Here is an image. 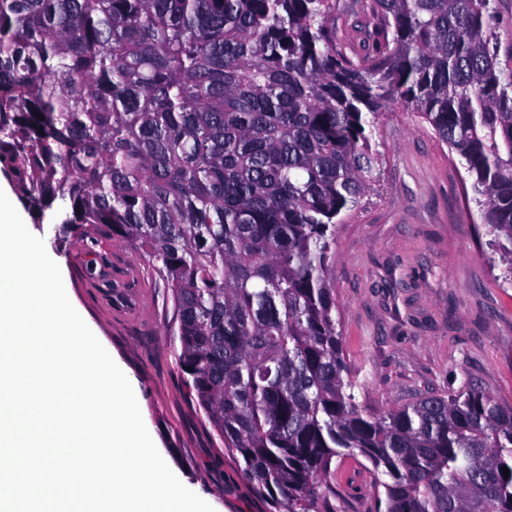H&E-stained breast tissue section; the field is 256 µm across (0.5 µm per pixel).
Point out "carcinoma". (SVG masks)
Wrapping results in <instances>:
<instances>
[{
    "instance_id": "cac0c4a2",
    "label": "carcinoma",
    "mask_w": 512,
    "mask_h": 512,
    "mask_svg": "<svg viewBox=\"0 0 512 512\" xmlns=\"http://www.w3.org/2000/svg\"><path fill=\"white\" fill-rule=\"evenodd\" d=\"M491 0H0V171L54 240L146 251L183 381L275 512L361 456L372 512H512V407L467 380L360 410L328 270L400 102L473 178L512 283V69ZM511 471L504 477L503 469Z\"/></svg>"
}]
</instances>
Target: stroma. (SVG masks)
<instances>
[{
    "label": "stroma",
    "mask_w": 512,
    "mask_h": 512,
    "mask_svg": "<svg viewBox=\"0 0 512 512\" xmlns=\"http://www.w3.org/2000/svg\"><path fill=\"white\" fill-rule=\"evenodd\" d=\"M376 190L336 226L330 283L362 410L384 414L470 379L512 406V286L483 233L471 180L429 125L402 104L376 117ZM23 220L59 265L68 297L136 394L159 452L215 512H269L184 385L170 329L171 291L142 251L107 236L53 243L51 224ZM330 512H367L372 478L353 457Z\"/></svg>",
    "instance_id": "35a3bbf8"
}]
</instances>
